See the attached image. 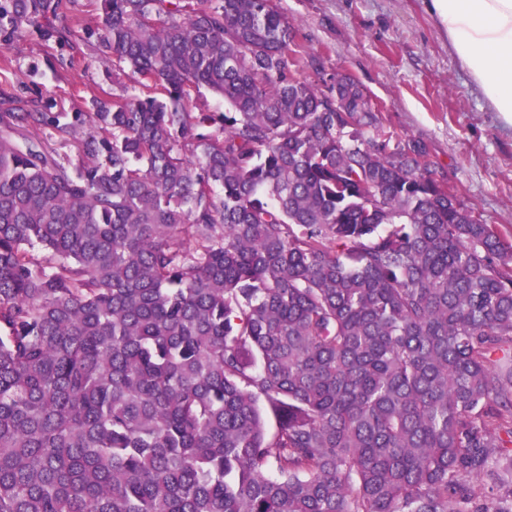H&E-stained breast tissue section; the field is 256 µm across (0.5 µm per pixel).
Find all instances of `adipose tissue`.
Listing matches in <instances>:
<instances>
[{"label":"adipose tissue","mask_w":512,"mask_h":512,"mask_svg":"<svg viewBox=\"0 0 512 512\" xmlns=\"http://www.w3.org/2000/svg\"><path fill=\"white\" fill-rule=\"evenodd\" d=\"M430 12L485 103L512 126V0H430Z\"/></svg>","instance_id":"ef3b65f1"}]
</instances>
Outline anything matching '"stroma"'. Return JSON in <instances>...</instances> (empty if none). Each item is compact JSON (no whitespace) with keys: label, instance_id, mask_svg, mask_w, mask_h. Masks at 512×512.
I'll use <instances>...</instances> for the list:
<instances>
[{"label":"stroma","instance_id":"35a3bbf8","mask_svg":"<svg viewBox=\"0 0 512 512\" xmlns=\"http://www.w3.org/2000/svg\"><path fill=\"white\" fill-rule=\"evenodd\" d=\"M299 28L300 55L322 83L339 73L363 86L394 134L424 140L460 200L512 239V127L493 112L448 48L426 0H276ZM0 89L38 99L50 112H90L97 98L135 84L112 81L95 38L68 42L29 33L0 51Z\"/></svg>","mask_w":512,"mask_h":512}]
</instances>
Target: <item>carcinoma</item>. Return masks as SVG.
I'll use <instances>...</instances> for the list:
<instances>
[{
    "label": "carcinoma",
    "mask_w": 512,
    "mask_h": 512,
    "mask_svg": "<svg viewBox=\"0 0 512 512\" xmlns=\"http://www.w3.org/2000/svg\"><path fill=\"white\" fill-rule=\"evenodd\" d=\"M99 10L139 95L0 92V512H512V240L274 0Z\"/></svg>",
    "instance_id": "cac0c4a2"
}]
</instances>
